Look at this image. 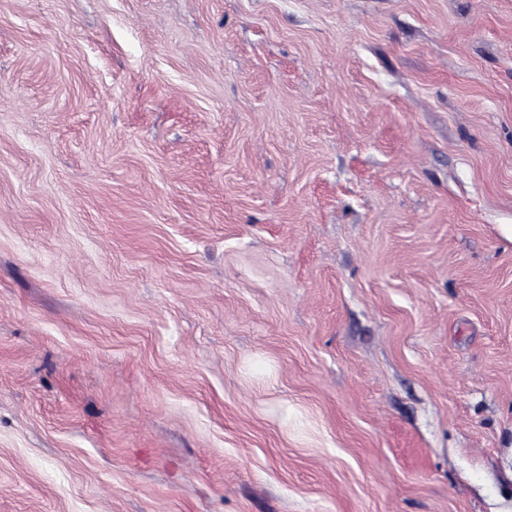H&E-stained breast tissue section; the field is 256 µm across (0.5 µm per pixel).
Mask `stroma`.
<instances>
[{
  "mask_svg": "<svg viewBox=\"0 0 512 512\" xmlns=\"http://www.w3.org/2000/svg\"><path fill=\"white\" fill-rule=\"evenodd\" d=\"M0 512H512V0H0Z\"/></svg>",
  "mask_w": 512,
  "mask_h": 512,
  "instance_id": "35a3bbf8",
  "label": "stroma"
}]
</instances>
